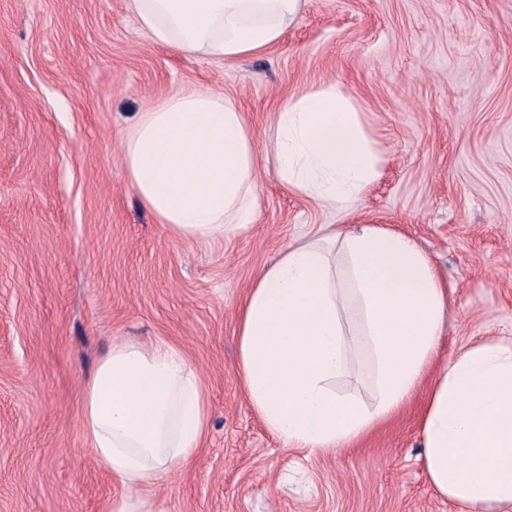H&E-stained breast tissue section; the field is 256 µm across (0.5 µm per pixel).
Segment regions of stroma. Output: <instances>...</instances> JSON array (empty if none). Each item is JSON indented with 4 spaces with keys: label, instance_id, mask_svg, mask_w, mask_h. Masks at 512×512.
<instances>
[{
    "label": "stroma",
    "instance_id": "35a3bbf8",
    "mask_svg": "<svg viewBox=\"0 0 512 512\" xmlns=\"http://www.w3.org/2000/svg\"><path fill=\"white\" fill-rule=\"evenodd\" d=\"M335 83L385 159L357 202L413 237L451 290L440 357L512 341V0H304L265 53L234 63L154 44L124 0H0V512H138L81 429L113 340L181 346L209 396L204 448L153 488L154 512H457L421 463L415 397L355 447L289 448L246 399L237 315L288 245L343 228L280 183L274 112ZM232 97L259 156L252 224L172 238L129 184L138 113L191 89Z\"/></svg>",
    "mask_w": 512,
    "mask_h": 512
}]
</instances>
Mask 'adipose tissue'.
<instances>
[{
    "label": "adipose tissue",
    "instance_id": "1",
    "mask_svg": "<svg viewBox=\"0 0 512 512\" xmlns=\"http://www.w3.org/2000/svg\"><path fill=\"white\" fill-rule=\"evenodd\" d=\"M153 43L236 61L279 42L302 0H124ZM282 185L347 230L300 242L253 282L239 312L237 370L247 399L288 447L349 448L418 391L432 488L459 512H512V343L438 356L450 290L407 235L354 204L383 154L358 101L333 83L290 96L274 114ZM128 180L170 236L206 243L247 226L257 204L254 139L238 103L193 89L140 113L122 143ZM360 377L370 399L337 391ZM210 422L201 377L176 344L114 341L83 389L81 426L98 467L129 490L191 462Z\"/></svg>",
    "mask_w": 512,
    "mask_h": 512
}]
</instances>
